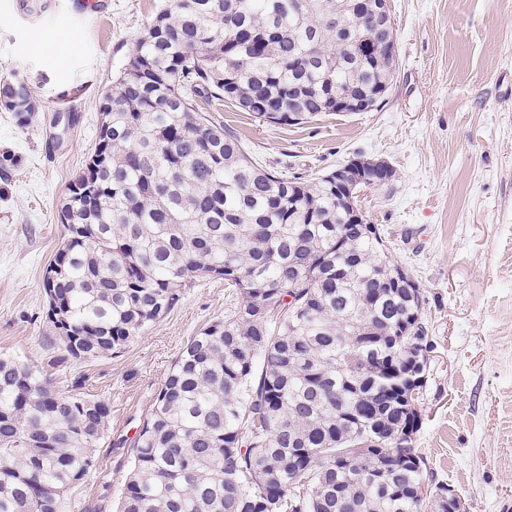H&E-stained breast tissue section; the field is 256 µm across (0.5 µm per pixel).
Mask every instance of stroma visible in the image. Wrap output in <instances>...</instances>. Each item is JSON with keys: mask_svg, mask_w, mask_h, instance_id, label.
Here are the masks:
<instances>
[{"mask_svg": "<svg viewBox=\"0 0 512 512\" xmlns=\"http://www.w3.org/2000/svg\"><path fill=\"white\" fill-rule=\"evenodd\" d=\"M163 0H0V78L29 84V125L0 108V355L49 369L112 407L98 466L75 497L113 512L133 439L187 336L223 316L218 279L117 355L75 359L46 319L43 277L64 240L60 205L98 142L99 101ZM396 74L371 112L270 124L225 102L216 117L260 164L311 180L362 155L392 181L360 193L395 262L423 291L434 346L419 409L424 474L468 512H512V0H389ZM76 46H68L69 37Z\"/></svg>", "mask_w": 512, "mask_h": 512, "instance_id": "obj_1", "label": "stroma"}]
</instances>
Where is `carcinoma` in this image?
I'll list each match as a JSON object with an SVG mask.
<instances>
[{
  "label": "carcinoma",
  "mask_w": 512,
  "mask_h": 512,
  "mask_svg": "<svg viewBox=\"0 0 512 512\" xmlns=\"http://www.w3.org/2000/svg\"><path fill=\"white\" fill-rule=\"evenodd\" d=\"M384 38L361 0H169L103 94L60 211L47 319L65 351L121 353L203 278L233 298L180 348L117 512H424L421 302L336 180L262 168L196 107L229 99L290 126L334 115L338 97L388 90ZM0 97L32 121L25 80H0ZM111 418L0 355V512H63Z\"/></svg>",
  "instance_id": "1"
}]
</instances>
